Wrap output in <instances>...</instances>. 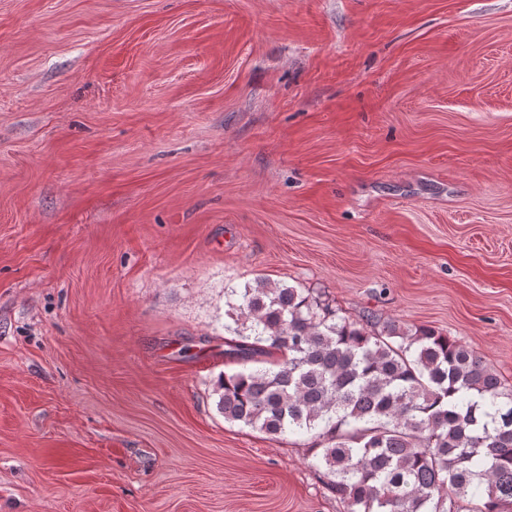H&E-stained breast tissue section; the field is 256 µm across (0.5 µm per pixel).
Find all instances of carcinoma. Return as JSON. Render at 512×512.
Segmentation results:
<instances>
[{
	"instance_id": "obj_1",
	"label": "carcinoma",
	"mask_w": 512,
	"mask_h": 512,
	"mask_svg": "<svg viewBox=\"0 0 512 512\" xmlns=\"http://www.w3.org/2000/svg\"><path fill=\"white\" fill-rule=\"evenodd\" d=\"M225 295V355L242 369L219 377L218 411L308 436L344 512H509L512 388L459 339L371 312L353 321L280 283Z\"/></svg>"
}]
</instances>
